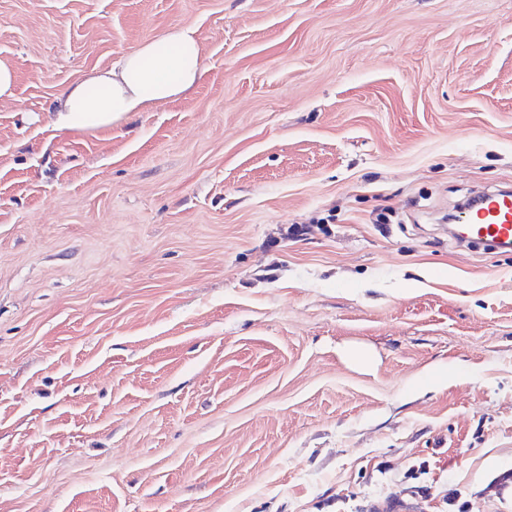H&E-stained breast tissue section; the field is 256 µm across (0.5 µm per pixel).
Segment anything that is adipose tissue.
Wrapping results in <instances>:
<instances>
[{
  "mask_svg": "<svg viewBox=\"0 0 512 512\" xmlns=\"http://www.w3.org/2000/svg\"><path fill=\"white\" fill-rule=\"evenodd\" d=\"M205 66L194 26L143 43L112 68L70 85L51 103L57 129L97 133L143 105L177 99L201 79ZM99 94H90V87Z\"/></svg>",
  "mask_w": 512,
  "mask_h": 512,
  "instance_id": "1",
  "label": "adipose tissue"
}]
</instances>
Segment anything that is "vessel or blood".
Here are the masks:
<instances>
[{
	"label": "vessel or blood",
	"instance_id": "obj_1",
	"mask_svg": "<svg viewBox=\"0 0 512 512\" xmlns=\"http://www.w3.org/2000/svg\"><path fill=\"white\" fill-rule=\"evenodd\" d=\"M459 231L461 240L481 243L497 251H511L512 191L479 193L473 204L463 207Z\"/></svg>",
	"mask_w": 512,
	"mask_h": 512
}]
</instances>
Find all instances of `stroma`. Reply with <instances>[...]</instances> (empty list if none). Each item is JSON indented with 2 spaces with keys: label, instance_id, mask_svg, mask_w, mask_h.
Listing matches in <instances>:
<instances>
[{
  "label": "stroma",
  "instance_id": "35a3bbf8",
  "mask_svg": "<svg viewBox=\"0 0 512 512\" xmlns=\"http://www.w3.org/2000/svg\"><path fill=\"white\" fill-rule=\"evenodd\" d=\"M188 24L194 89L54 129ZM0 60V512H512V254L445 221L512 0H0Z\"/></svg>",
  "mask_w": 512,
  "mask_h": 512
}]
</instances>
